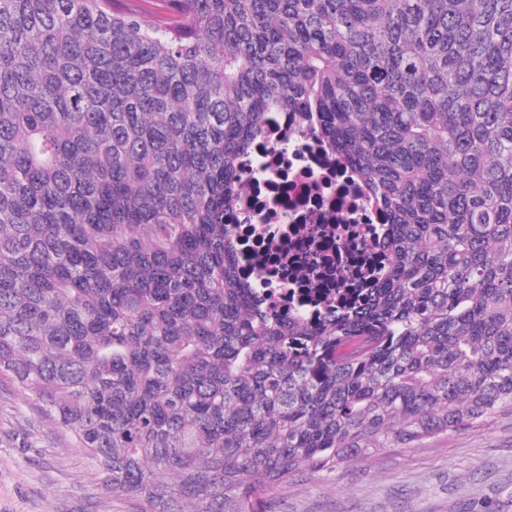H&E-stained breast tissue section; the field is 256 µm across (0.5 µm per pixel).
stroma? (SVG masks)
<instances>
[{
	"label": "stroma",
	"instance_id": "35a3bbf8",
	"mask_svg": "<svg viewBox=\"0 0 512 512\" xmlns=\"http://www.w3.org/2000/svg\"><path fill=\"white\" fill-rule=\"evenodd\" d=\"M241 512H512V411L489 426L383 448L332 471L256 488ZM0 512H140L96 466L0 385Z\"/></svg>",
	"mask_w": 512,
	"mask_h": 512
}]
</instances>
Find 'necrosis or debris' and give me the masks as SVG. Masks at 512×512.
I'll list each match as a JSON object with an SVG mask.
<instances>
[{
  "label": "necrosis or debris",
  "instance_id": "4bbe7bcc",
  "mask_svg": "<svg viewBox=\"0 0 512 512\" xmlns=\"http://www.w3.org/2000/svg\"><path fill=\"white\" fill-rule=\"evenodd\" d=\"M239 169L226 229L263 302L311 317L352 298L365 269L383 261L374 244L386 218L346 158L316 135L306 114L270 112Z\"/></svg>",
  "mask_w": 512,
  "mask_h": 512
}]
</instances>
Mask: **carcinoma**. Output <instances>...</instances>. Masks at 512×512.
Segmentation results:
<instances>
[{
    "mask_svg": "<svg viewBox=\"0 0 512 512\" xmlns=\"http://www.w3.org/2000/svg\"><path fill=\"white\" fill-rule=\"evenodd\" d=\"M0 0V383L141 512L512 408V0ZM388 213L309 320L227 235L267 111Z\"/></svg>",
    "mask_w": 512,
    "mask_h": 512,
    "instance_id": "cac0c4a2",
    "label": "carcinoma"
}]
</instances>
